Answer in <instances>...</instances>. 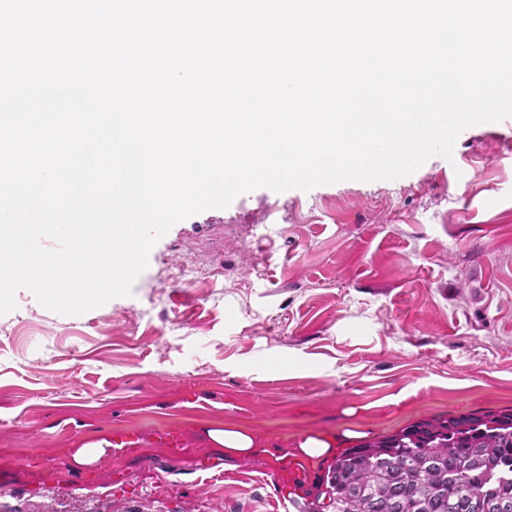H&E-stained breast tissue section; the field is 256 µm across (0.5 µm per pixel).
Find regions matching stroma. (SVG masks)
I'll return each mask as SVG.
<instances>
[{"instance_id": "1", "label": "stroma", "mask_w": 512, "mask_h": 512, "mask_svg": "<svg viewBox=\"0 0 512 512\" xmlns=\"http://www.w3.org/2000/svg\"><path fill=\"white\" fill-rule=\"evenodd\" d=\"M212 276L187 285L172 268ZM0 315V512H313L332 462L303 438L374 439L512 412V117L395 180L277 193L175 223L130 295L81 315L28 289ZM187 426V455L152 442ZM139 431V447L75 451ZM216 428L252 435L230 457ZM127 495L114 497V488Z\"/></svg>"}]
</instances>
